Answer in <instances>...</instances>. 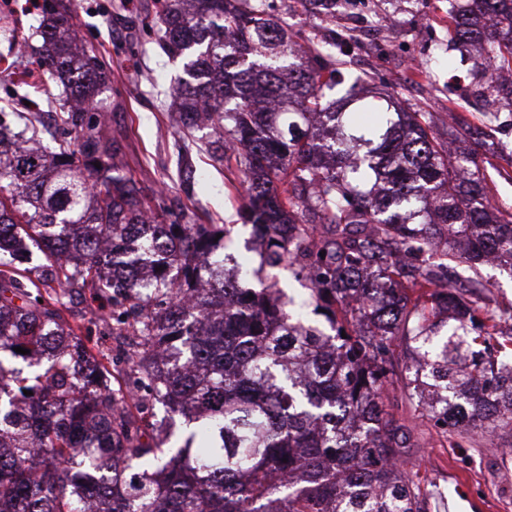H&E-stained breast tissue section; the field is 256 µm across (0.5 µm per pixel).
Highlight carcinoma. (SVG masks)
I'll return each instance as SVG.
<instances>
[{"label": "carcinoma", "instance_id": "1", "mask_svg": "<svg viewBox=\"0 0 512 512\" xmlns=\"http://www.w3.org/2000/svg\"><path fill=\"white\" fill-rule=\"evenodd\" d=\"M36 6L42 44L20 51L60 89L0 107V257L44 260L38 281L0 270V512H428L414 429L385 410L397 348L415 419L460 448L512 431V312L469 291L488 265L512 277V213L485 174L459 177L472 159L423 112L356 135L363 109L325 95L336 34L299 42L265 0H156L161 47L185 59L173 112L234 156L267 239L256 267L235 263L223 225L165 223L124 173L72 0ZM448 35L481 45L480 75L511 69L512 0H474ZM280 266L302 304L250 288ZM86 290L105 334L135 337L113 371L64 317ZM154 403L183 419L173 444Z\"/></svg>", "mask_w": 512, "mask_h": 512}]
</instances>
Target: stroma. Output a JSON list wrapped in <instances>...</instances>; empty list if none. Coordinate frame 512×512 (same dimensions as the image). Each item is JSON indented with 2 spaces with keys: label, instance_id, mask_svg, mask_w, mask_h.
Returning <instances> with one entry per match:
<instances>
[{
  "label": "stroma",
  "instance_id": "1",
  "mask_svg": "<svg viewBox=\"0 0 512 512\" xmlns=\"http://www.w3.org/2000/svg\"><path fill=\"white\" fill-rule=\"evenodd\" d=\"M272 13H287L301 37H323L333 28L352 36L347 9L340 6L324 25L298 0H268ZM78 31L93 45L109 74L99 99L121 138L126 171L145 195L183 224H222L230 253L258 261L262 250L241 210L243 188L234 165L214 160L206 150L205 132L184 134L170 112V88L182 76V61L158 45L153 0H75ZM370 14L389 13L374 62L362 63L356 45L337 55L344 79L327 91L330 100L349 94L371 98L373 92L394 95L404 112L428 113L432 126L447 132L449 114L478 131L468 145L486 175L493 203L512 210V100L485 102L481 76L469 78L460 93L453 83L462 72L460 59L471 47L448 43V0H367ZM97 304L90 295L74 296L65 313L80 327L91 346L114 354L113 341L93 323ZM473 447L454 448L427 430L412 449L408 468L427 477L434 491L429 512H512V434L476 435Z\"/></svg>",
  "mask_w": 512,
  "mask_h": 512
}]
</instances>
